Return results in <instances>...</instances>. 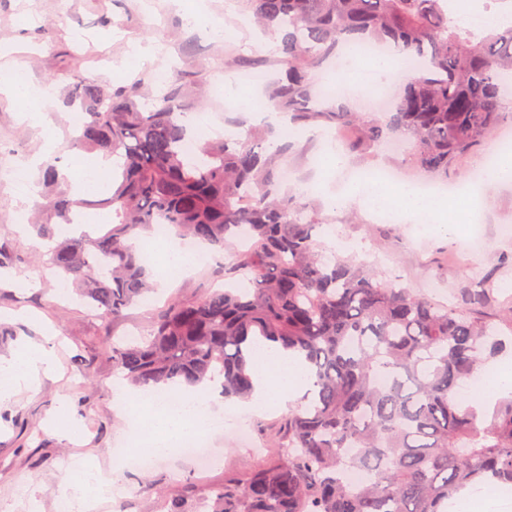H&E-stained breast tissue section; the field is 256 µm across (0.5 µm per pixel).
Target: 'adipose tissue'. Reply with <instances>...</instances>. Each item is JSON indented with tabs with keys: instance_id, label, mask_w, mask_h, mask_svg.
Segmentation results:
<instances>
[{
	"instance_id": "ef3b65f1",
	"label": "adipose tissue",
	"mask_w": 512,
	"mask_h": 512,
	"mask_svg": "<svg viewBox=\"0 0 512 512\" xmlns=\"http://www.w3.org/2000/svg\"><path fill=\"white\" fill-rule=\"evenodd\" d=\"M369 69L375 85L388 86L393 82L394 68L385 54L370 62L352 56L337 57L336 66L325 76L326 81L343 77L339 101L354 103L362 83L358 75ZM320 189L332 206L357 204L374 208L381 204L397 206L405 220L418 224L430 217L427 229L432 233L455 231L466 218L465 209L445 197L422 196L414 182L395 185L369 183L353 176L337 186L320 182ZM491 378L482 380L465 396V403L474 407L488 406L498 399L512 395V360L495 363ZM56 362L51 350L41 344L26 343L10 357H0V401L21 390H35L40 378L55 374ZM253 394L244 403V410L260 412L294 406L311 384V375L300 355L281 348L255 354L252 367ZM119 412L135 420L137 430L131 446L146 457L162 458L211 429V401L207 386L188 387L175 404L156 401L149 392L134 393L121 388L117 391ZM114 480L110 474L92 466H84L68 474L60 485L59 499L66 512H94L98 503L112 494Z\"/></svg>"
}]
</instances>
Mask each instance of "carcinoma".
<instances>
[{
	"label": "carcinoma",
	"mask_w": 512,
	"mask_h": 512,
	"mask_svg": "<svg viewBox=\"0 0 512 512\" xmlns=\"http://www.w3.org/2000/svg\"><path fill=\"white\" fill-rule=\"evenodd\" d=\"M251 20L279 43L285 79L276 111L343 130L362 159L404 139L406 163L432 180L464 176V159L512 122V27L479 34L443 0H247ZM397 49L410 76L381 112L322 102L311 75L343 44ZM67 104L81 113L76 155L115 161L98 196L55 192L34 228L48 237L83 209L110 228L64 237L55 274L103 318L123 319L155 289L139 241L159 227L212 247L215 273L242 283L177 296L136 336L112 342L133 389H178L223 378L224 397L252 396L250 359L279 344L304 353L313 382L274 433L277 458L207 490L212 512H448V499L487 475L512 484V397L489 413L456 401L512 332V304L489 317V277L463 280L440 302L350 258L327 256L319 207L280 195L270 132L190 139L188 85L153 77L103 81L69 71ZM358 471L355 485L345 474Z\"/></svg>",
	"instance_id": "obj_1"
}]
</instances>
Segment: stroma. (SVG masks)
Returning a JSON list of instances; mask_svg holds the SVG:
<instances>
[{
  "label": "stroma",
  "instance_id": "1",
  "mask_svg": "<svg viewBox=\"0 0 512 512\" xmlns=\"http://www.w3.org/2000/svg\"><path fill=\"white\" fill-rule=\"evenodd\" d=\"M188 11L223 26L224 38L202 39L186 25ZM248 13L246 0H183L179 5L174 0H0V72L21 68L30 83L54 87L48 139L40 127L24 120L16 100L0 96V163L23 165L45 154L70 166L68 142L73 131L64 104L69 70L77 65L100 74L106 60L126 58L135 43L148 40L158 43L161 53L154 60L134 62L132 72L151 74L171 67L175 77L190 80L198 111L210 113L221 126L246 124V117L224 100L225 76L255 74L271 79L281 70L275 44H260L254 27L239 26V19ZM289 141L283 163L293 170L294 178L285 184V191L299 198H321L313 163L323 153L320 141L303 130L290 135ZM19 195L14 185L0 181V248L17 258L9 268L11 274L36 271L40 278L32 288L0 283V356L10 355L24 342L42 341L44 328L51 327L58 332L53 345L63 374L42 378L37 393L25 391L0 403V512H57L61 482L83 458L114 472L117 486L126 491L122 500L106 501L97 512H160L166 500L182 495L197 499L208 488L223 484L225 468L244 471L272 460L270 431L282 419L278 410L247 415L250 445L227 433L213 434L216 461L205 473L176 456L162 458L148 471L120 467L116 454L129 428L116 407L120 377L112 366L109 335L144 328L169 295L194 296L217 286L218 280L212 269H196L160 288L157 299L130 309L120 322L89 315L78 298L58 297L57 277L43 265L45 254L36 244L37 234L16 230L13 218L20 207ZM482 197L485 204L478 212L488 247L474 265L458 252L456 236L432 235L417 224H381L365 209L352 206L325 204L321 214L352 241L351 247H339V254L376 268L389 262L403 285L417 288L434 281L440 289L438 298L444 301L452 279L475 268H495L496 286L506 300L512 298V264L502 265L501 259L512 257V239H502L499 229L512 225V182L488 181ZM63 399L71 404V423L80 442L63 438L48 423ZM25 476L35 478L33 492L23 490Z\"/></svg>",
  "mask_w": 512,
  "mask_h": 512
}]
</instances>
